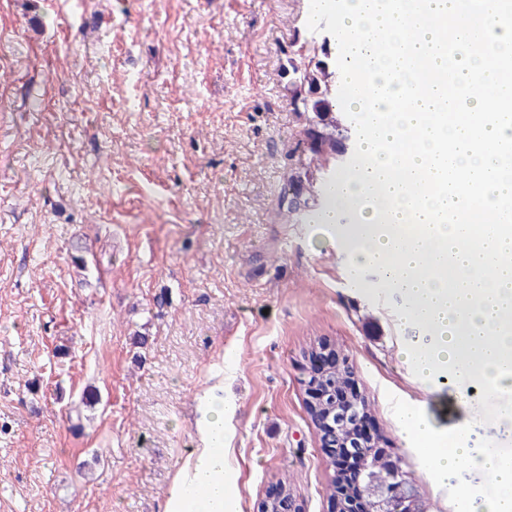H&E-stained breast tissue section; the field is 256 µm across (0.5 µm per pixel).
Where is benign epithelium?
Wrapping results in <instances>:
<instances>
[{"instance_id": "7a95c632", "label": "benign epithelium", "mask_w": 512, "mask_h": 512, "mask_svg": "<svg viewBox=\"0 0 512 512\" xmlns=\"http://www.w3.org/2000/svg\"><path fill=\"white\" fill-rule=\"evenodd\" d=\"M306 358V406L313 417L314 435L330 458L336 478V497L330 512H408L406 506L412 497L407 488L410 480L401 468L399 455L370 426L363 393L353 382L345 389L318 382L319 375L333 372L352 379L353 367L329 344L314 347ZM343 454L359 461V468L351 475L339 468ZM377 459L385 464L387 475L375 489L373 504L369 505L365 496L372 485Z\"/></svg>"}]
</instances>
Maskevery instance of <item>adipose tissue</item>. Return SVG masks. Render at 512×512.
Segmentation results:
<instances>
[{"label":"adipose tissue","mask_w":512,"mask_h":512,"mask_svg":"<svg viewBox=\"0 0 512 512\" xmlns=\"http://www.w3.org/2000/svg\"><path fill=\"white\" fill-rule=\"evenodd\" d=\"M336 9L334 51L340 78L357 91L358 160L338 177L320 217L336 233L351 271L374 268L397 289L399 323L422 325L433 347L406 353L420 384L452 366L487 393L512 390V117L476 126L506 92L494 55L512 50L504 0H323ZM453 82L479 83L482 96L459 104ZM476 174L469 189L442 179V167ZM233 407L204 400L197 449L165 512H236L229 495L224 418ZM400 429L441 485L460 466L484 475L497 494L475 512H512V463L472 455L460 436L433 432L413 406Z\"/></svg>","instance_id":"adipose-tissue-1"}]
</instances>
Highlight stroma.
Masks as SVG:
<instances>
[{
    "mask_svg": "<svg viewBox=\"0 0 512 512\" xmlns=\"http://www.w3.org/2000/svg\"><path fill=\"white\" fill-rule=\"evenodd\" d=\"M334 26L313 0H0V512H163L208 392L236 407L238 512L282 480L327 512L299 382L321 342L351 359L427 512H469L461 485L490 494L466 468L439 486L397 410L512 451V391L422 387L396 292L363 291L375 269L350 274L332 231L277 215L306 125L284 69Z\"/></svg>",
    "mask_w": 512,
    "mask_h": 512,
    "instance_id": "obj_1",
    "label": "stroma"
}]
</instances>
